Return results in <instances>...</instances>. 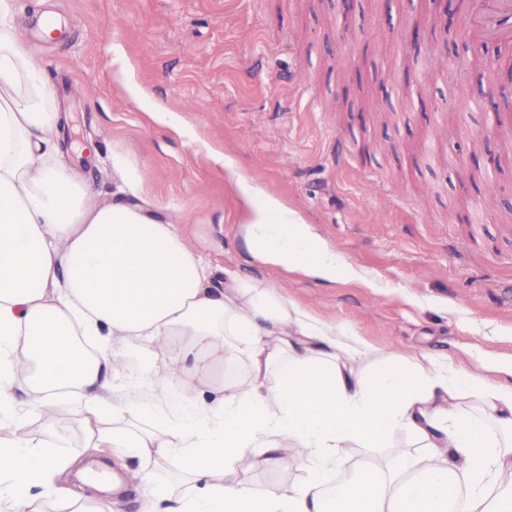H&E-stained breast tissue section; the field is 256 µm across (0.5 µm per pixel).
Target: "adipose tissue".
Masks as SVG:
<instances>
[{
	"mask_svg": "<svg viewBox=\"0 0 512 512\" xmlns=\"http://www.w3.org/2000/svg\"><path fill=\"white\" fill-rule=\"evenodd\" d=\"M43 97L0 0V512H108L94 482L72 486L81 460L62 453L58 434L26 431L63 397L87 447L139 458L138 487L166 512H447L460 495L465 512H512V385L427 355L363 370L367 343L267 282L218 277L177 225L126 202L85 204L55 159L59 116ZM234 185L255 257L336 279L341 254L297 212L243 175ZM240 362L248 381L225 383V366ZM137 374L150 398L113 401L114 381ZM148 413L158 416L150 429L139 425ZM401 429L420 454L361 466L332 487L348 448L385 447ZM244 460L259 470L300 462L307 475L267 496L236 479ZM166 463L184 490L154 479Z\"/></svg>",
	"mask_w": 512,
	"mask_h": 512,
	"instance_id": "obj_1",
	"label": "adipose tissue"
}]
</instances>
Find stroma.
Returning <instances> with one entry per match:
<instances>
[{
    "instance_id": "35a3bbf8",
    "label": "stroma",
    "mask_w": 512,
    "mask_h": 512,
    "mask_svg": "<svg viewBox=\"0 0 512 512\" xmlns=\"http://www.w3.org/2000/svg\"><path fill=\"white\" fill-rule=\"evenodd\" d=\"M429 5L356 0L344 15L336 0H11V21L42 67L44 108L67 118L59 158L91 202L112 201L133 168L150 216L179 225L213 266L269 282L362 338L373 349L365 365L428 354L511 385L512 224L500 202L483 200L478 175L487 152L512 154V127L484 132V94L512 85V60L492 70L474 54L470 107L458 110L457 90L421 66L448 60L444 39L427 34L403 51L409 18ZM48 15L63 28L49 39ZM377 26L388 42L372 38ZM296 72L305 92L289 81ZM158 107L194 138L155 122ZM250 128L259 138L243 137ZM212 147L232 168L209 159ZM340 155L350 168L337 167ZM237 171L298 212L359 279L323 281L254 258ZM49 423L67 453L83 454L68 403L27 430ZM237 476L277 495L305 473L245 466Z\"/></svg>"
}]
</instances>
